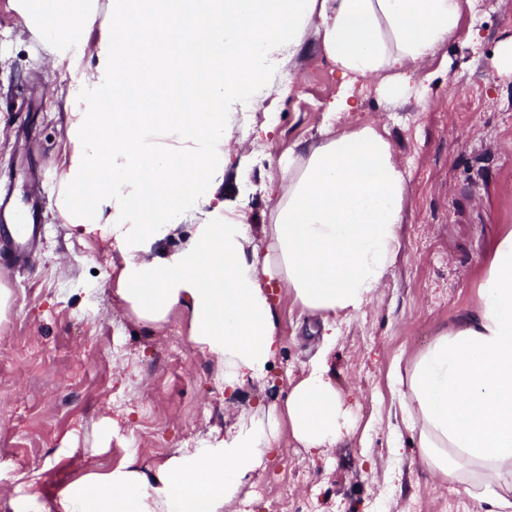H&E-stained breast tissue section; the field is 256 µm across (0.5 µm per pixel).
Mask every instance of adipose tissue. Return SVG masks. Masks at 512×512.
I'll list each match as a JSON object with an SVG mask.
<instances>
[{"mask_svg":"<svg viewBox=\"0 0 512 512\" xmlns=\"http://www.w3.org/2000/svg\"><path fill=\"white\" fill-rule=\"evenodd\" d=\"M23 0L61 54L79 50L90 0L42 12ZM475 0H112L96 51V85L72 113V149L56 197L80 237L112 242L109 277L127 314L164 326L189 314L190 336L234 390L262 379L281 338L267 288L278 281L311 314L353 316L394 266L407 179L389 132L365 123L294 146L266 224L217 194L239 108L257 107L271 73L315 32L342 82L331 109L354 110V84L379 77L386 98L409 93L411 67L455 36ZM211 221L195 223L198 204ZM182 237L172 251L160 249ZM476 311L394 367L404 423L431 470L482 512H512V232L495 244ZM346 420L326 364L284 405L244 413L231 434L185 448L155 469L127 460L65 486V512H224L281 433L334 447Z\"/></svg>","mask_w":512,"mask_h":512,"instance_id":"ef3b65f1","label":"adipose tissue"}]
</instances>
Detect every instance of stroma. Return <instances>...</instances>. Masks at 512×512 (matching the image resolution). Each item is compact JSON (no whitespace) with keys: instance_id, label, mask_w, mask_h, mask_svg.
<instances>
[{"instance_id":"stroma-1","label":"stroma","mask_w":512,"mask_h":512,"mask_svg":"<svg viewBox=\"0 0 512 512\" xmlns=\"http://www.w3.org/2000/svg\"><path fill=\"white\" fill-rule=\"evenodd\" d=\"M88 39L76 62L60 64L16 0H0V188H11L17 212L41 199L43 224L32 254L14 262L0 217V280L13 293V313L0 322V512H63L60 493L79 474L208 447L241 412L282 403L322 361L350 431L320 454L280 440L236 512H272L283 492L288 512H479L422 460L389 374L477 308L492 246L512 231V75L494 67L512 39V0H478L477 15L464 16L452 44L416 72L426 90L408 104L382 99L375 78L356 83L360 106L337 113L335 125L374 121L390 131L407 172L397 261L364 313L337 317L330 344L272 282L281 345L266 377L234 393L190 341L184 311L160 330L129 319L106 277L114 248L79 240L56 216L68 101L95 76L97 36ZM340 82L308 35L255 110V125L271 117L274 130L233 129L224 197L244 201L255 223L268 221L282 156L318 139Z\"/></svg>"}]
</instances>
